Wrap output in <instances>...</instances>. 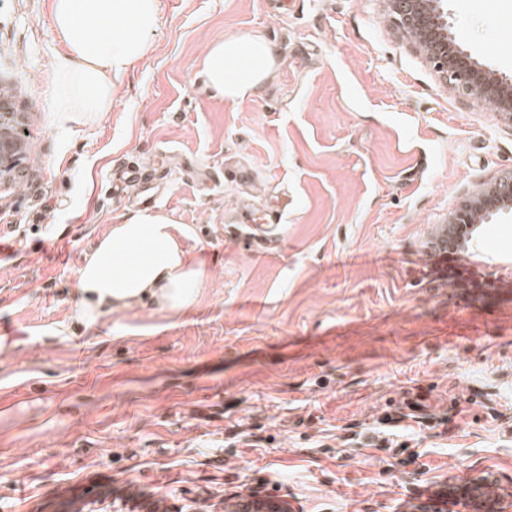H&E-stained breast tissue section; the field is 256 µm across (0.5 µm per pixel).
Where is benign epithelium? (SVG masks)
Returning a JSON list of instances; mask_svg holds the SVG:
<instances>
[{
	"mask_svg": "<svg viewBox=\"0 0 512 512\" xmlns=\"http://www.w3.org/2000/svg\"><path fill=\"white\" fill-rule=\"evenodd\" d=\"M396 23L411 38L416 48L427 45L428 60L443 79L455 77L464 91V101L481 100L494 104L497 117L512 123V83L494 71L480 66L471 53L448 33V12L445 0H386ZM20 113L0 98V188L14 181L17 157L22 154L24 140L19 134ZM481 210L483 215L512 211V194L497 198L467 201L452 215L450 223L469 222V211ZM239 512H288L285 503L270 498L252 497L241 504Z\"/></svg>",
	"mask_w": 512,
	"mask_h": 512,
	"instance_id": "obj_1",
	"label": "benign epithelium"
}]
</instances>
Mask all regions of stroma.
<instances>
[{
    "label": "stroma",
    "instance_id": "35a3bbf8",
    "mask_svg": "<svg viewBox=\"0 0 512 512\" xmlns=\"http://www.w3.org/2000/svg\"><path fill=\"white\" fill-rule=\"evenodd\" d=\"M52 0H0V97L24 113L0 192V512H417L437 483L512 494V215L475 224L465 280L427 274L449 215L512 174V125L461 104L384 0H161L146 59L89 124L58 125ZM449 31L512 77V0H447ZM278 64L241 103L215 40ZM157 209L205 271L195 306L76 323L79 269L129 209L113 162L170 154ZM287 206L274 244L234 237ZM403 414L406 452L380 445ZM275 65L271 46L261 37L244 34L212 43L203 74L218 96L242 102L261 88Z\"/></svg>",
    "mask_w": 512,
    "mask_h": 512
}]
</instances>
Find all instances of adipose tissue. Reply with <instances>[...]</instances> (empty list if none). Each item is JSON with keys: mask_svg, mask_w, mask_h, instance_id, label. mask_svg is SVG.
Returning <instances> with one entry per match:
<instances>
[{"mask_svg": "<svg viewBox=\"0 0 512 512\" xmlns=\"http://www.w3.org/2000/svg\"><path fill=\"white\" fill-rule=\"evenodd\" d=\"M160 11L161 0H53L52 24L65 47L51 77L59 124H85L111 109L116 80L149 54ZM275 65L271 46L244 34L212 43L203 74L218 96L241 102ZM174 228L168 214L135 212L95 243L77 283L78 314L87 324L145 300L166 311L196 303L201 272Z\"/></svg>", "mask_w": 512, "mask_h": 512, "instance_id": "ef3b65f1", "label": "adipose tissue"}]
</instances>
